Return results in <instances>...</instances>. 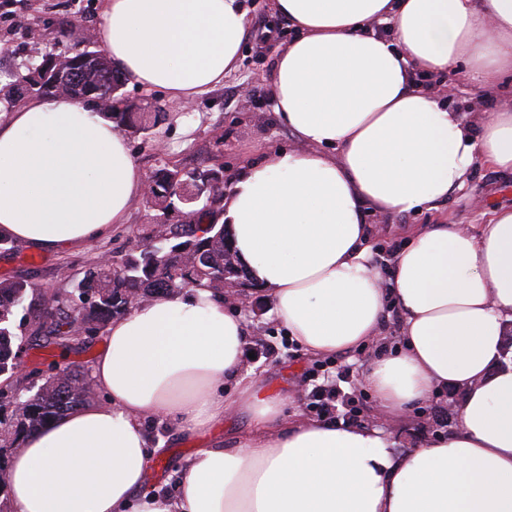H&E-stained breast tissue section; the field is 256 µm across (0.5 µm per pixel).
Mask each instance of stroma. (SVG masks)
<instances>
[{"label":"stroma","mask_w":512,"mask_h":512,"mask_svg":"<svg viewBox=\"0 0 512 512\" xmlns=\"http://www.w3.org/2000/svg\"><path fill=\"white\" fill-rule=\"evenodd\" d=\"M103 0H0V87L5 73L16 69L25 55L36 47L56 53L73 55L85 47L86 29L95 28ZM250 7L249 35L242 45L239 70L225 77L221 87L197 98L192 108L182 101L169 98L164 92L140 89L125 82L122 93L128 102L153 105L159 123L153 139L132 136L128 145L146 176H153L165 167L181 168L216 166L223 168L225 179H232L247 157L268 150L295 149L299 143L277 119L267 87L279 51L294 36L288 19L276 13L271 0H248ZM272 29L274 41L259 40L263 29ZM455 86L447 98L449 111L461 113L471 127L497 111L502 102L474 89L464 70L449 73ZM262 91L254 95L255 112L243 108V92L253 84ZM165 145L157 153L155 141ZM499 206H512V176L478 166L469 174L464 189L435 210H420L407 215H384L366 209L365 220L371 228V240L376 247V259L391 261L405 245V239L395 230L399 224H441L455 221L464 225L482 223L485 211ZM151 230V216L141 201H134L127 223L119 225L101 241L66 253L43 254L30 250L23 243L12 249H0V280H27L35 292L52 290L60 297L75 295L77 286L89 268L96 266L102 255L124 254L129 238L145 236ZM250 338L246 346L250 357L245 366L254 372L265 386L287 391L292 404L285 413L301 411L310 417L308 407L314 385L333 380L338 392L334 398L333 423L362 425L377 424L375 399L358 382L360 370L372 359L376 346H368L352 358L327 356L314 358L290 338L285 327L278 324L265 298H258L256 315L247 318ZM31 325H23L21 340L24 353L21 369L0 376V470L7 467L11 455L21 442L16 438L17 415L15 402L32 396L49 373L50 363L76 364L90 367L102 350L103 334L81 336L67 346L47 350L38 347L31 334ZM457 416L449 412L447 398H433L412 405L405 420L386 422V429L395 437L400 452H408L432 441L437 432L452 430ZM153 443L161 447L157 455L162 468H151L145 491L175 497L178 481L186 460L210 442L232 447L235 435L245 432L241 419L225 421L210 438L199 439L179 434L175 421L163 424L148 422Z\"/></svg>","instance_id":"1"}]
</instances>
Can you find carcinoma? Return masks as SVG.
Wrapping results in <instances>:
<instances>
[{
    "instance_id": "obj_1",
    "label": "carcinoma",
    "mask_w": 512,
    "mask_h": 512,
    "mask_svg": "<svg viewBox=\"0 0 512 512\" xmlns=\"http://www.w3.org/2000/svg\"><path fill=\"white\" fill-rule=\"evenodd\" d=\"M122 86L123 78L105 52L87 48L63 59L50 52L29 58L3 97L14 102L64 95L98 111L100 103L106 102L109 108L102 115L112 120L115 128L130 135H150L148 113L124 103L119 94ZM205 173L218 177L214 196L205 195L196 204H182V184ZM151 183L153 189L142 204L160 212L163 220L153 224L151 235L142 239L138 249L93 267L79 285L78 302L71 305L53 294L29 304L33 335L42 338L41 347L63 345L76 336L97 332L108 320L127 313L132 295L146 298L157 291L177 294L188 281L222 294L224 273L235 279L237 272L244 270L224 224L223 169L164 168ZM173 206L184 212L175 223L165 220ZM29 289L31 285L24 279L0 281V375L14 365L13 319ZM65 371L59 380L48 377L27 402L17 422V435L29 436L88 399L89 383L80 367L68 366Z\"/></svg>"
}]
</instances>
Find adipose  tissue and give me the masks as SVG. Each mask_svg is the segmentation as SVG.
Returning a JSON list of instances; mask_svg holds the SVG:
<instances>
[{
  "mask_svg": "<svg viewBox=\"0 0 512 512\" xmlns=\"http://www.w3.org/2000/svg\"><path fill=\"white\" fill-rule=\"evenodd\" d=\"M296 37L277 55L269 96L304 142L248 160L224 221L277 322L313 357L383 340L399 314L398 353L359 373L384 419L448 390L458 426L396 453L377 426L284 415L244 367V316L206 287L159 292L113 318L92 364L102 398L24 439L5 484L12 512H512V207L478 232L411 227L384 272L365 208L436 209L479 164L512 174V106L471 130L411 79L466 66L504 94L512 0H272ZM388 21L392 37L374 33ZM244 0H104L96 35L141 88L189 103L240 65ZM146 180L110 120L58 96L0 120V236L63 252L127 223ZM390 282H383V274ZM242 415L234 448L198 449L176 499L145 494L154 454L146 420L200 436Z\"/></svg>",
  "mask_w": 512,
  "mask_h": 512,
  "instance_id": "obj_1",
  "label": "adipose tissue"
}]
</instances>
